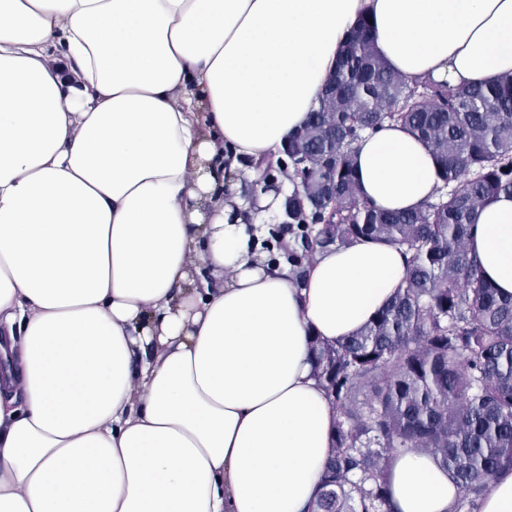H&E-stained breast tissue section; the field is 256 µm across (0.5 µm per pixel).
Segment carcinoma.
<instances>
[{"label": "carcinoma", "instance_id": "1", "mask_svg": "<svg viewBox=\"0 0 512 512\" xmlns=\"http://www.w3.org/2000/svg\"><path fill=\"white\" fill-rule=\"evenodd\" d=\"M386 122L402 124L437 159L436 200L390 212L361 199L354 145ZM310 156L320 171L307 170ZM252 167L260 172L253 194L278 173L293 185L282 213L295 281L316 252L360 239L408 255L402 288L357 335L310 342L337 417L309 512H397L389 464L410 449L448 471L456 512H479L489 482L512 471V296L482 277L467 243L476 208L512 195V74L472 87L412 84L378 54L361 20L319 107L276 162Z\"/></svg>", "mask_w": 512, "mask_h": 512}]
</instances>
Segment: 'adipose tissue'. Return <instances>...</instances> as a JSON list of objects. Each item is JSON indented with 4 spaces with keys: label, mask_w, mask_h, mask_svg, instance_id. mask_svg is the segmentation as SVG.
I'll return each instance as SVG.
<instances>
[{
    "label": "adipose tissue",
    "mask_w": 512,
    "mask_h": 512,
    "mask_svg": "<svg viewBox=\"0 0 512 512\" xmlns=\"http://www.w3.org/2000/svg\"><path fill=\"white\" fill-rule=\"evenodd\" d=\"M361 18L408 79L512 74V0H0V512H308L336 423L309 341L356 335L406 260L362 239L296 285L241 218L275 195L224 181L305 124ZM354 157L378 208L437 194L401 125ZM470 247L511 296V195ZM389 473L398 512H454L432 456Z\"/></svg>",
    "instance_id": "ef3b65f1"
}]
</instances>
